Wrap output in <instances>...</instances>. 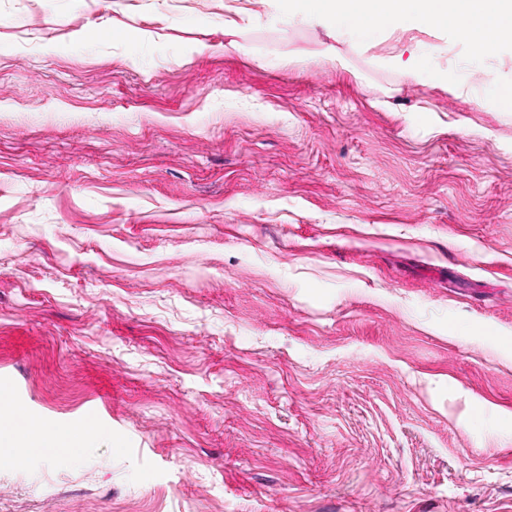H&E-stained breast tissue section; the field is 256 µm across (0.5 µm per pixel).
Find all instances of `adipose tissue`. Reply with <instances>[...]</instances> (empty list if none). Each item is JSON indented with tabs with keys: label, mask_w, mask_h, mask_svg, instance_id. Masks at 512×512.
Returning a JSON list of instances; mask_svg holds the SVG:
<instances>
[{
	"label": "adipose tissue",
	"mask_w": 512,
	"mask_h": 512,
	"mask_svg": "<svg viewBox=\"0 0 512 512\" xmlns=\"http://www.w3.org/2000/svg\"><path fill=\"white\" fill-rule=\"evenodd\" d=\"M323 20L336 27L386 29L423 23L450 29L478 55H492L512 47V0H317ZM94 440L86 426L73 428L31 417L0 390V463H24L29 449L44 456L76 457Z\"/></svg>",
	"instance_id": "ef3b65f1"
}]
</instances>
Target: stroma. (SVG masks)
Returning <instances> with one entry per match:
<instances>
[{
	"label": "stroma",
	"instance_id": "stroma-1",
	"mask_svg": "<svg viewBox=\"0 0 512 512\" xmlns=\"http://www.w3.org/2000/svg\"><path fill=\"white\" fill-rule=\"evenodd\" d=\"M250 2L0 0V512H512V49ZM0 390V463L20 465L30 448H38L46 457H77L100 437V428L93 435L85 424L66 428L52 421L31 417L9 396ZM2 456V458H1Z\"/></svg>",
	"mask_w": 512,
	"mask_h": 512
}]
</instances>
